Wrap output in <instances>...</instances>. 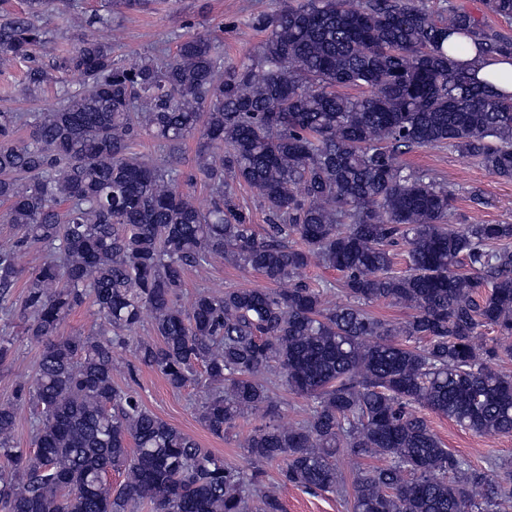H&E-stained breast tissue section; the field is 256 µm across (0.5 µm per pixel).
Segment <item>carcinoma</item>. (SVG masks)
<instances>
[{"mask_svg": "<svg viewBox=\"0 0 512 512\" xmlns=\"http://www.w3.org/2000/svg\"><path fill=\"white\" fill-rule=\"evenodd\" d=\"M484 5L512 21V0ZM49 8L83 34L46 68L34 51ZM110 25L76 0L0 8V71L24 65L22 92L59 73L83 79L49 112L0 108V220L17 231L0 249V307L18 252H43L23 299L24 334L43 346L37 372L0 403V512H284L260 469L224 465L114 383L112 356L146 316L155 339L135 342L140 364L174 389H203L199 419L216 437L262 413L245 448L279 466V486L336 490L344 448L386 460L356 474L353 512L512 509V466L487 480L423 414L512 435V376L495 368L512 357V224L448 223V186L395 162L448 146L512 178V94L459 60L512 56V35L451 4L443 15L421 0H287L255 19L268 36L237 64L197 32L123 65L94 35ZM145 137L169 162L135 152ZM190 137L186 175L176 162ZM198 180L206 208L184 191ZM242 184L267 212L261 236L233 202ZM401 241L408 268L397 272ZM215 259L273 287L202 290L182 306L186 270ZM312 263L341 274L348 302L297 280ZM88 298L91 332L58 335ZM381 300L412 315L380 319L366 306ZM485 327L497 336L479 348ZM271 371L310 401L294 426L274 419L258 379ZM16 401L36 409L28 450L13 442ZM112 471L126 474L117 488Z\"/></svg>", "mask_w": 512, "mask_h": 512, "instance_id": "obj_1", "label": "carcinoma"}]
</instances>
